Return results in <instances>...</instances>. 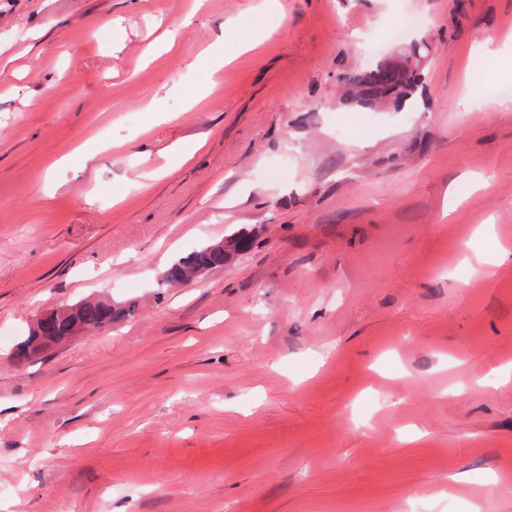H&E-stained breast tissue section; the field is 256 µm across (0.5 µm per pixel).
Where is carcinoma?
<instances>
[{
	"label": "carcinoma",
	"mask_w": 512,
	"mask_h": 512,
	"mask_svg": "<svg viewBox=\"0 0 512 512\" xmlns=\"http://www.w3.org/2000/svg\"><path fill=\"white\" fill-rule=\"evenodd\" d=\"M425 46L409 51L403 62L377 67L357 80L358 89L351 98L369 107H382L406 99L414 87L425 81ZM252 242V235L240 229L206 247L179 258L166 270L164 279L170 286L197 280L212 270L232 262ZM136 306H116L100 299H88L41 314L26 335L14 344L12 357L25 363L48 350L65 344L85 332L106 328L112 322L134 316Z\"/></svg>",
	"instance_id": "carcinoma-1"
}]
</instances>
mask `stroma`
Segmentation results:
<instances>
[{"label":"stroma","mask_w":512,"mask_h":512,"mask_svg":"<svg viewBox=\"0 0 512 512\" xmlns=\"http://www.w3.org/2000/svg\"><path fill=\"white\" fill-rule=\"evenodd\" d=\"M422 41V95L344 102ZM500 84L512 0H0V512H512ZM89 296L136 315L13 361ZM251 242L252 235L243 228L239 229L225 236L224 240L179 258L166 270L164 279L170 286L200 279L210 271L232 262Z\"/></svg>","instance_id":"stroma-1"}]
</instances>
